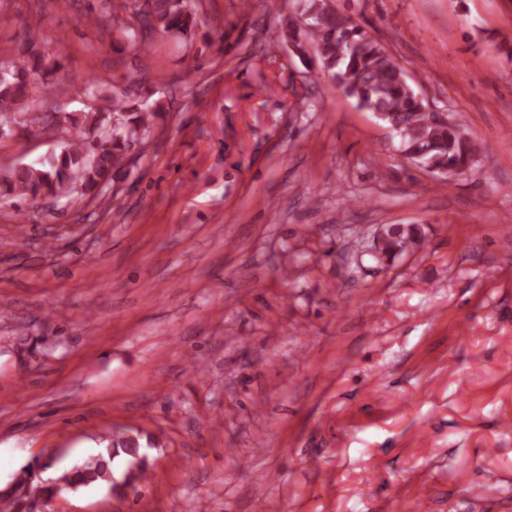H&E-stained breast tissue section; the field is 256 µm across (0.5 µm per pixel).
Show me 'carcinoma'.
<instances>
[{
  "instance_id": "1",
  "label": "carcinoma",
  "mask_w": 512,
  "mask_h": 512,
  "mask_svg": "<svg viewBox=\"0 0 512 512\" xmlns=\"http://www.w3.org/2000/svg\"><path fill=\"white\" fill-rule=\"evenodd\" d=\"M302 4V25L290 19L282 30L285 39L296 45L297 54L303 56L307 47H312L323 70L337 85L356 99L360 108L374 113L401 136L404 153L413 162L435 172L469 168L481 154V147L462 133L460 125L432 121L424 100L409 84L405 68L379 40L348 15L332 8L329 0H302ZM86 20L93 25L113 26L140 47L148 48L157 34L189 37L197 16L193 4L184 0H133L127 19L115 15L106 21L90 16ZM39 40L38 33L28 30L16 50L0 49L4 55L16 54L10 64H0V112L13 110L23 115L35 102H47L50 95L100 93L95 81L79 90L50 82L49 76L60 63L36 49ZM161 111L163 107L157 101L143 99L132 105L128 100L114 98L107 115L96 110L64 114L61 120L68 138L62 151L38 163L16 165L0 178V192L22 202L57 199L64 196L65 182L77 175L84 191L95 190L102 195L126 147L134 143V135L148 131ZM115 114L121 117L116 128L112 127ZM383 231L379 249L386 257L402 250L416 237L411 226L391 224ZM104 442L106 446L93 460L64 472L57 481L71 487L105 483L112 476L113 459L122 453L136 462L133 480L145 478L147 457L139 455L138 435L118 432ZM21 472V482L0 491V505H6L7 512H25L28 499L24 483L30 478L32 484H37L33 466L24 467Z\"/></svg>"
}]
</instances>
